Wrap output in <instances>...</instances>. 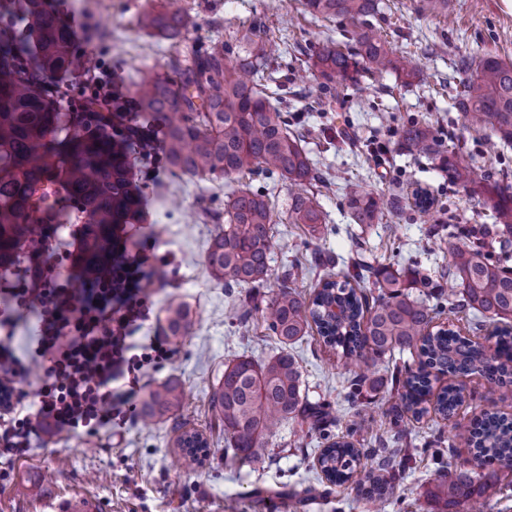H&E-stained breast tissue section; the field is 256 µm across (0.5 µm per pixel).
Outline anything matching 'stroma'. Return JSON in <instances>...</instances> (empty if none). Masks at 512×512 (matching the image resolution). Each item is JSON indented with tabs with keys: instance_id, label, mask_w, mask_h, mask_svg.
Returning a JSON list of instances; mask_svg holds the SVG:
<instances>
[{
	"instance_id": "obj_1",
	"label": "stroma",
	"mask_w": 512,
	"mask_h": 512,
	"mask_svg": "<svg viewBox=\"0 0 512 512\" xmlns=\"http://www.w3.org/2000/svg\"><path fill=\"white\" fill-rule=\"evenodd\" d=\"M388 39L412 53L423 81L401 85L389 75L369 88L347 87L327 114L309 110L317 89L307 73L288 74L290 119L308 137L305 146L324 181L319 201L327 215V229L312 238L300 224L275 227L272 248L273 278L262 290L271 297L278 274L298 266L295 287L311 294L316 274L311 269L315 250L349 257L355 240L365 241L376 262L419 267L435 272L442 260L431 250L432 228L439 223L479 226L492 223L482 195L457 186L441 170L437 159L405 150L397 135L411 119L431 123L439 141L454 146V159L473 165L493 190L512 184V145L488 157L482 135L466 130L454 104L451 79L460 56L480 52L512 61V0H449L450 24L416 13L411 0H384ZM75 28L90 31L80 48L101 61L116 78V90L129 94L138 72L165 64L168 42L140 30L138 17L146 7L176 6L186 12L191 28L187 46L227 41L264 16L273 35L312 49L324 39L338 37L336 23L301 15L296 0H67ZM135 172L146 199L148 224L154 233L153 252L166 258L164 281L151 284L153 311L141 335H160L159 320L169 300L185 302L193 315L192 334L175 345V354L143 379L145 386L169 377L185 389L182 418L188 429L207 439L208 457L192 460L172 448V421L150 426L132 419L124 428L92 438L56 437L45 448H34L16 460L8 474H0V512H52L43 495L64 500L80 494L97 500L100 512H365L361 483L339 488L329 498L302 505L305 489L316 480L319 437L308 438L292 423L283 424L271 439V453L258 463H245L227 447L224 427L214 415L210 396L224 372V364L247 356L261 361L280 348L261 319L248 329L231 325L232 303L244 290L225 288L210 278L204 254L217 229L212 215L223 212L230 185L227 180L192 178L164 164L146 166L135 157ZM371 189L391 204L384 223L365 228L353 224L347 193ZM302 368L310 400L331 403L335 434L365 419L363 438L385 433L395 403L385 385L391 362L377 363L378 390L362 401L346 398L354 367L344 365L318 334L304 337L293 348ZM468 394L464 406L450 418L431 412L420 420L404 421L417 439L450 432L469 424L485 409L512 416V388L490 391L477 374L463 380ZM467 448L447 451L443 463L430 455L417 456L403 483L386 497L380 512H433L427 490L446 473L472 467Z\"/></svg>"
}]
</instances>
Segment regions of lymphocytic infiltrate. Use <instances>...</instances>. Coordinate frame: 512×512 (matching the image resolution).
<instances>
[{"instance_id": "lymphocytic-infiltrate-1", "label": "lymphocytic infiltrate", "mask_w": 512, "mask_h": 512, "mask_svg": "<svg viewBox=\"0 0 512 512\" xmlns=\"http://www.w3.org/2000/svg\"><path fill=\"white\" fill-rule=\"evenodd\" d=\"M150 243L113 248L112 259L69 286L66 252L29 251L15 282L0 283V463L8 465L55 434L95 437L131 420L140 379L171 359L170 345L135 333L152 310L148 284L164 264ZM33 310L35 348L18 357L11 330ZM42 371L29 386L31 367Z\"/></svg>"}]
</instances>
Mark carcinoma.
<instances>
[{
	"instance_id": "obj_1",
	"label": "carcinoma",
	"mask_w": 512,
	"mask_h": 512,
	"mask_svg": "<svg viewBox=\"0 0 512 512\" xmlns=\"http://www.w3.org/2000/svg\"><path fill=\"white\" fill-rule=\"evenodd\" d=\"M302 13L317 20L340 23L342 41L326 38L303 60L317 84L322 105L336 99L348 84L393 73L408 83L417 76L409 52L396 50L378 21L384 19L382 0H298ZM422 15L448 17V0H413ZM142 29L180 48L188 18L180 10L145 9ZM80 35L68 11L50 0H0V267L12 266L25 249L40 241V225L61 218L84 220L72 263L82 274L106 265L120 232L143 219L142 195L134 183L130 151L139 137L128 122L127 102L108 99L102 91L79 107L61 111L65 100L93 60L80 52ZM288 53V43L270 36L256 17L234 40L215 43L189 54L169 55L160 69L148 70L134 84L132 99L140 112L152 114L166 131L165 162L173 170L199 179L230 182L256 172L288 181L285 220L304 224L311 236L321 235L326 214L314 185L319 172L303 137L284 115L286 83L268 73L271 61ZM455 105L466 127L486 129L489 150L512 144V61L489 54L465 55ZM400 137L411 152H438L435 128L418 120L402 126ZM451 178L477 193L472 172L453 167ZM495 227L460 230L448 238L433 234L448 277L447 302L428 304L413 294L431 284L420 269L395 268L370 260L362 244L344 269L333 272L337 260L316 251L318 281L311 300L294 289L295 272H283L278 291L261 303L253 294L238 299L237 325L260 315L280 350L255 361L239 357L224 364L211 403L224 422V440L240 458L259 462L268 455L269 438L284 423H295L307 435L324 433L331 405L310 402L303 373L288 348L316 329L323 343L345 362L372 363L395 354L417 353V359L394 366L390 394L401 406L392 407L390 438L412 445L402 410L426 412L422 404L433 397L434 409L449 416L465 400L461 379L482 376L490 386L512 385V268L494 259L495 238H512V195L496 190L489 200ZM347 207L355 224L379 223L384 215L379 194L354 189ZM277 216L264 193L237 187L224 205L204 257L208 274L226 286L261 288L271 276V241ZM460 242H455V239ZM469 311L476 330L495 324L487 340L495 356L452 328L430 329L434 317ZM194 319L181 302L171 301L162 324L164 335L179 340L190 335ZM447 384L433 392L432 378ZM184 388L176 378L156 383L142 401L140 419L150 425L177 415ZM364 421H354L347 434L327 443L317 462L324 489L348 482L371 453H380L369 475L367 498L394 490L412 454L389 448H364L355 439ZM179 432L174 447L197 457L207 443L197 432ZM456 445L476 449L482 465L512 470V419L492 410L468 427L456 430ZM486 474L461 469L448 474L428 491L438 512H484Z\"/></svg>"
}]
</instances>
